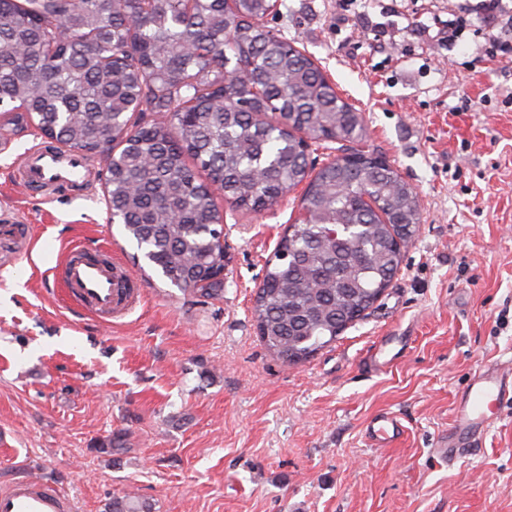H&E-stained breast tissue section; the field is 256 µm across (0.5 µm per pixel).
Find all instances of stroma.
Returning <instances> with one entry per match:
<instances>
[{"instance_id": "obj_1", "label": "stroma", "mask_w": 512, "mask_h": 512, "mask_svg": "<svg viewBox=\"0 0 512 512\" xmlns=\"http://www.w3.org/2000/svg\"><path fill=\"white\" fill-rule=\"evenodd\" d=\"M283 0L268 29L305 52L365 119V150L418 193L422 222L367 316L306 361L263 345L252 308L301 190L258 213L223 205L224 290L183 294L132 260L105 159L92 191L44 198L18 179L34 131L0 130V475L55 478L79 512L127 493L153 512H512V401L468 454L434 448L458 394L512 363V59L449 44L448 0ZM76 245L119 260L126 315L72 306L54 276ZM380 351L382 370L366 360ZM405 432L378 448L379 413ZM126 431L127 449L101 446Z\"/></svg>"}]
</instances>
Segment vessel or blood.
<instances>
[{"instance_id": "b4317fda", "label": "vessel or blood", "mask_w": 512, "mask_h": 512, "mask_svg": "<svg viewBox=\"0 0 512 512\" xmlns=\"http://www.w3.org/2000/svg\"><path fill=\"white\" fill-rule=\"evenodd\" d=\"M21 183L45 195H60L87 185L93 179L90 163L63 146L30 149L19 164ZM62 283L78 306L109 316L131 310L138 302L123 266L98 250L76 246L65 261ZM512 399V372L487 367L475 372L454 409L448 431L436 443L442 457H456L480 439L492 424L489 403ZM403 432L400 419L390 413L377 415L367 426L372 445L391 443ZM0 512H78L69 493L46 477L11 475L0 480Z\"/></svg>"}]
</instances>
